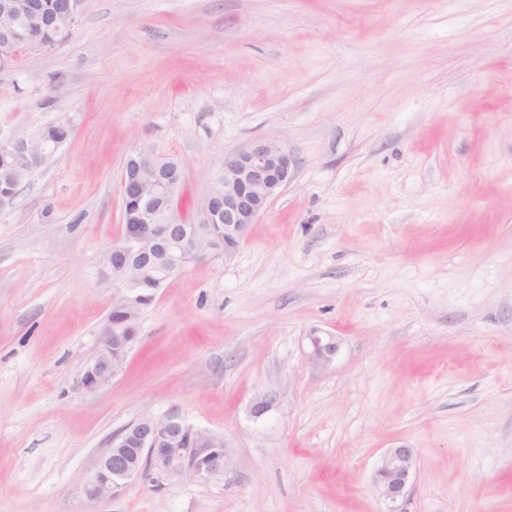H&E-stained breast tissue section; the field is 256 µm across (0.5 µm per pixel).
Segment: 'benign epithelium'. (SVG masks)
I'll return each mask as SVG.
<instances>
[{"label":"benign epithelium","mask_w":512,"mask_h":512,"mask_svg":"<svg viewBox=\"0 0 512 512\" xmlns=\"http://www.w3.org/2000/svg\"><path fill=\"white\" fill-rule=\"evenodd\" d=\"M84 7L85 0H70L65 11L48 20L39 0H0V67L13 60L9 47L17 14L24 13L40 25L53 27L64 20L70 32ZM0 152L22 155L32 171L44 161L46 148L37 137L30 136L0 140ZM163 167L164 160L159 156L140 151L128 159L122 177L121 194L129 193L141 202L134 219L122 225L120 236L109 249L108 274L120 288L118 299L125 309L142 305L147 298L145 284L154 293L191 262L220 254L226 259L232 257L248 226L288 187L295 174L292 157L274 140L255 139L224 154L218 171L224 177V239L210 240L198 225L179 224L172 218L164 223L157 221L153 201L165 194V183L127 184L129 175L154 174ZM138 332V322L128 314L108 320L96 354L83 368L81 386L93 391L108 385L122 368ZM311 344L310 359L321 365L330 364L340 349L334 336H314ZM224 465V442L188 424L173 409L162 418H143L113 435L93 473L82 480V492L88 501L96 502L114 497L147 471L160 483L204 478L224 471ZM414 466L413 449L404 445L386 449L373 477L379 497L390 503L404 498Z\"/></svg>","instance_id":"7a95c632"}]
</instances>
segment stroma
<instances>
[{
	"label": "stroma",
	"instance_id": "stroma-1",
	"mask_svg": "<svg viewBox=\"0 0 512 512\" xmlns=\"http://www.w3.org/2000/svg\"><path fill=\"white\" fill-rule=\"evenodd\" d=\"M50 123L69 138L0 210V512H512V0H87L0 71V139ZM258 138L293 181L84 390L127 159L180 160L192 224ZM174 409L223 437V472L87 501L112 435ZM396 445L415 470L390 503ZM312 350L310 359L317 364L328 365L336 357L340 349V342L335 336H313L311 338ZM415 466L413 448H387L376 467L373 486L379 497L390 503L404 498L412 483Z\"/></svg>",
	"mask_w": 512,
	"mask_h": 512
}]
</instances>
